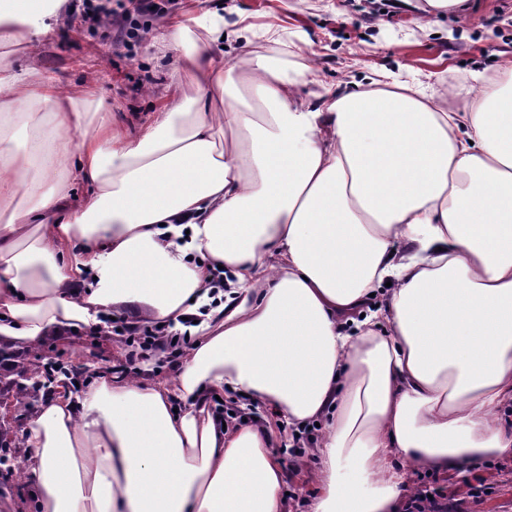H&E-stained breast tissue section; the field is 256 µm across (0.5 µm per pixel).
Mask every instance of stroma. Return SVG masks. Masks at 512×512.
Here are the masks:
<instances>
[{
    "instance_id": "obj_1",
    "label": "stroma",
    "mask_w": 512,
    "mask_h": 512,
    "mask_svg": "<svg viewBox=\"0 0 512 512\" xmlns=\"http://www.w3.org/2000/svg\"><path fill=\"white\" fill-rule=\"evenodd\" d=\"M66 22L46 38L0 45V61L15 71L36 70L61 87L94 83L106 109L140 121L157 110L167 88L181 80L182 52L171 40L168 22L184 15L223 16L224 60L240 63L250 51L271 56L288 70L314 64L334 93L349 83H369L378 75L403 82L419 79L436 94L468 83L471 73L490 72L512 56V0H466L464 7L426 13L410 0H394L389 16L371 13L368 0H177L155 15L150 30L126 58L123 46L92 34L78 8L68 0ZM280 30L279 42L264 41L267 25ZM44 363L63 365L77 390L97 385L101 373L125 358L119 339L79 329L64 340H51L40 350ZM15 446L8 464L0 466V502L25 500L27 512H39L32 486L18 468L16 443L21 424L9 429ZM278 458L285 472L283 489L288 512H308L315 489V469H295L287 453Z\"/></svg>"
}]
</instances>
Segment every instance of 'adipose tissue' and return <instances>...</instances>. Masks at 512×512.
<instances>
[{
  "label": "adipose tissue",
  "instance_id": "adipose-tissue-1",
  "mask_svg": "<svg viewBox=\"0 0 512 512\" xmlns=\"http://www.w3.org/2000/svg\"><path fill=\"white\" fill-rule=\"evenodd\" d=\"M61 2L0 0V42L48 34ZM171 27L197 36L180 71L198 95L167 93L133 133L85 111L91 85L0 64L1 350L112 311L168 324L207 305L219 268L228 288L174 377L105 375L28 416L41 512H284L282 419L325 424L310 512H394L403 465L512 457L497 423L512 402V61L474 74L481 96L454 112L379 80L336 96L258 52L239 72L223 20ZM224 390L265 416L225 428Z\"/></svg>",
  "mask_w": 512,
  "mask_h": 512
}]
</instances>
